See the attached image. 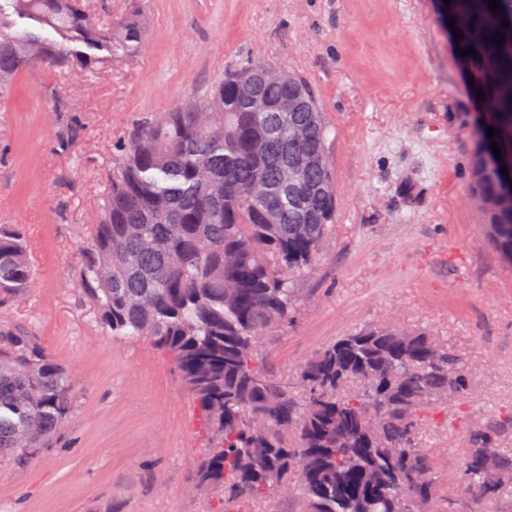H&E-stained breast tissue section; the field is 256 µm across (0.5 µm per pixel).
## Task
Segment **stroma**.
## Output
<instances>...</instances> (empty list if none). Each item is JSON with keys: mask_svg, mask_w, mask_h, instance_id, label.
<instances>
[{"mask_svg": "<svg viewBox=\"0 0 512 512\" xmlns=\"http://www.w3.org/2000/svg\"><path fill=\"white\" fill-rule=\"evenodd\" d=\"M146 53L94 74L19 73L0 104V225H19L36 279L0 292V329L69 370L75 407L24 469L0 465V512H224L197 488L198 415L169 359L112 336L84 300L82 251L112 143L142 117L261 58L304 77L332 128L336 225L262 355L282 373L390 319L456 349L472 390L423 423L436 489L460 482L471 432L512 415V265L470 197L474 94L442 0H138Z\"/></svg>", "mask_w": 512, "mask_h": 512, "instance_id": "stroma-1", "label": "stroma"}]
</instances>
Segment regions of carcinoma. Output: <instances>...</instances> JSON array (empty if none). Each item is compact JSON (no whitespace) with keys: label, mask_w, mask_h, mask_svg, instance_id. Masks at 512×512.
Masks as SVG:
<instances>
[{"label":"carcinoma","mask_w":512,"mask_h":512,"mask_svg":"<svg viewBox=\"0 0 512 512\" xmlns=\"http://www.w3.org/2000/svg\"><path fill=\"white\" fill-rule=\"evenodd\" d=\"M450 0L474 88L496 129L481 130L471 193L488 235L512 263V181L491 169V141L512 157V0ZM508 26H503V20ZM505 36L498 44L496 34ZM145 48L133 10L97 19L87 0H0V89L37 63L93 71ZM255 77L267 103L254 112L241 82ZM257 59L228 72L203 97L144 118L113 144L102 216L80 269L84 293L112 335L145 339L168 356L192 396L207 439L199 483L224 505L264 502L280 481L304 512H410L434 495L433 452L418 454L419 425L436 396L469 394V372L452 347L424 330L373 325L338 338L307 360L297 382L259 359L297 306V278L315 262L336 218V186L322 112H285L288 80ZM299 122L301 139L289 137ZM308 154L288 190L284 173ZM34 274L23 235L0 226V291L16 295ZM75 395L67 368L28 336L0 331V464L52 445ZM260 417L264 436L248 431ZM504 425L476 430L463 449L460 498H512V453L498 448ZM303 462L306 470L298 468Z\"/></svg>","instance_id":"1"}]
</instances>
